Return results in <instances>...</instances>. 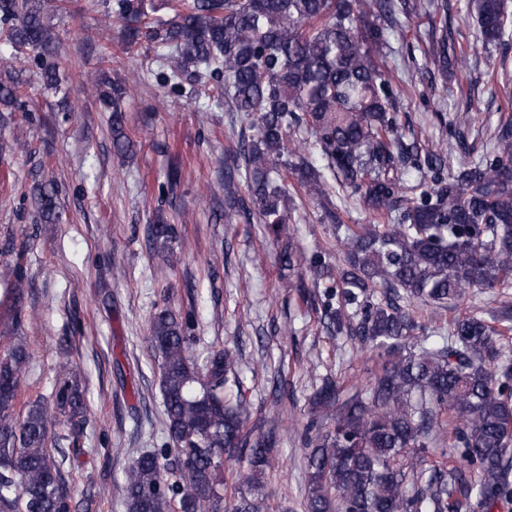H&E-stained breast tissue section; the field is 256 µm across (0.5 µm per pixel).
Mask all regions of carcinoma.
Listing matches in <instances>:
<instances>
[{"mask_svg": "<svg viewBox=\"0 0 512 512\" xmlns=\"http://www.w3.org/2000/svg\"><path fill=\"white\" fill-rule=\"evenodd\" d=\"M67 0H0V48L27 62L43 85L55 88L73 62L59 52L48 11ZM170 16L157 17L159 7ZM123 23L130 51L155 53L151 81L194 103L205 99L250 119L241 137L243 164L224 168V223L256 217L279 235L296 211L293 194L309 200L338 187L358 197L377 224L336 225L344 264L324 312L338 335L377 352L381 369L366 389L347 391L326 379L311 398L315 437H307L306 512H462L475 504L493 512L512 500V357L484 319L465 315L448 336L410 342L420 325L402 309L420 302L451 309L471 288L494 296L512 288V122L456 169L448 145L425 144L398 130L400 93L384 70L389 33L410 0H108ZM481 44L509 49V0H469ZM443 71L467 66L466 49L431 33L425 52ZM112 112V147L133 152L124 129L125 89L97 68L90 78ZM26 82L5 70L0 105L26 106ZM39 217L59 219L53 182L36 188ZM177 226L162 217L148 226L153 254L168 260ZM278 260L289 275L319 286L327 265L288 241ZM31 279L16 263L8 283L20 320ZM193 314L165 308L154 316L151 344L158 354L167 446L137 456L122 486L127 512H264L258 493L278 445L275 428L248 425L242 392L226 399L237 380V359L223 349L203 367L191 355ZM24 341L0 357V512H74L57 460L49 451L55 421L39 401L9 422L29 366ZM55 392L66 417L64 440L80 452L86 421L81 375L57 366ZM448 430L461 465L430 466L431 434ZM245 465L249 485L224 497V459ZM412 481H407V474Z\"/></svg>", "mask_w": 512, "mask_h": 512, "instance_id": "1", "label": "carcinoma"}]
</instances>
